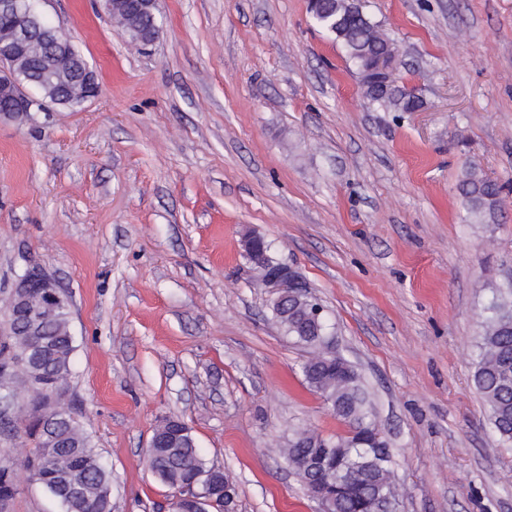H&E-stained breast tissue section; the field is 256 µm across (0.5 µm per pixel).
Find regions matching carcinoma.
Wrapping results in <instances>:
<instances>
[{"mask_svg":"<svg viewBox=\"0 0 512 512\" xmlns=\"http://www.w3.org/2000/svg\"><path fill=\"white\" fill-rule=\"evenodd\" d=\"M113 19L129 35L137 39L154 30L151 19L133 10L130 4L114 5ZM318 27L343 42L349 58L356 64L368 104L376 109L412 112L422 100L413 91L394 84L385 76L368 72L372 58L385 51L393 40L364 14L350 10L347 0H325L323 12L316 18ZM42 48L32 44L18 59L28 83L51 96L56 82L50 79L42 63ZM458 189L473 220L479 224L498 223V197L502 186L467 166L461 174ZM314 305L304 294L288 299V305L273 304V313L288 336L311 350L312 357L302 366L309 388L319 394L331 411L348 424L354 435L324 438L315 431H295L280 449L304 487L315 481L305 467L308 455L330 449L334 453L324 478L336 484V501L330 512H375L380 502L392 495L396 487L391 449L375 447L378 428L361 378L355 368L339 353L328 352L330 336L324 316L311 319ZM493 314L482 326L472 381L488 407L489 420L501 439L512 442V300L501 296L492 307ZM44 341L50 342L54 356L43 364L42 385L65 388L71 375L70 354L73 337L68 335L69 312H45ZM4 333L0 336V382L21 389L24 414L28 424L22 429H9L32 449L18 459L9 460L8 475L0 474V498H13L21 476L38 483L58 502L62 512H112V474L101 463L92 441L80 422L59 432L63 448H46L40 431L45 411L40 387L27 385L28 367L21 357L28 342L26 336L12 334L10 309L3 311ZM148 467L168 487L179 490L193 479L211 474L216 484L224 481V472L208 464L199 454L196 440L186 432L174 447L148 450Z\"/></svg>","mask_w":512,"mask_h":512,"instance_id":"1","label":"carcinoma"}]
</instances>
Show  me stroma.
<instances>
[{"label": "stroma", "instance_id": "1", "mask_svg": "<svg viewBox=\"0 0 512 512\" xmlns=\"http://www.w3.org/2000/svg\"><path fill=\"white\" fill-rule=\"evenodd\" d=\"M96 72L82 106L0 120V302L56 279L67 394L112 473V512H171L147 466L167 417L232 475L238 512H319L269 455L347 434L285 335L243 239L263 238L375 392L395 512H512V445L472 382L480 321L512 280V0H361L419 112L368 105L308 0H159L151 44L100 0H38ZM504 183L469 220L465 165Z\"/></svg>", "mask_w": 512, "mask_h": 512}]
</instances>
